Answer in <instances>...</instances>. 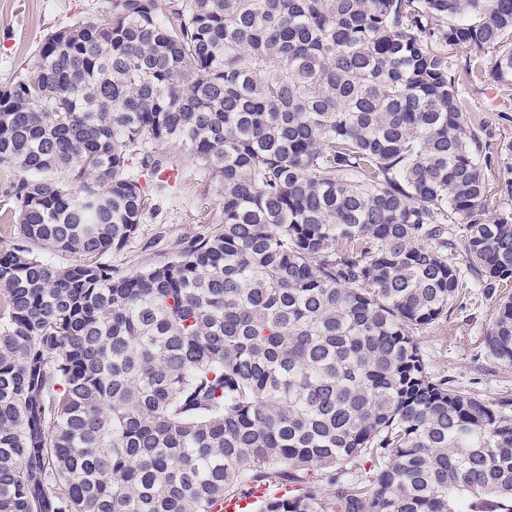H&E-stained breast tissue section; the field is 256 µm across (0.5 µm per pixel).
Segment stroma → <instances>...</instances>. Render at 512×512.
Listing matches in <instances>:
<instances>
[{
	"mask_svg": "<svg viewBox=\"0 0 512 512\" xmlns=\"http://www.w3.org/2000/svg\"><path fill=\"white\" fill-rule=\"evenodd\" d=\"M112 0H0V84L28 73L38 44L52 30L83 16L110 12ZM462 99L472 121L483 123L484 140L494 159L484 177L497 188L499 172L512 166V88L502 91V106L486 104L491 82L473 76L461 78ZM159 154L178 159L177 176L168 191L154 197V214L148 215L137 237L123 250L102 261L121 273H135L172 259L209 231L221 211L219 187L184 156L179 145H157ZM495 302L480 299L435 324L425 336L429 369L454 376L458 386L491 396L512 390V367L495 366L477 355L478 340L488 327Z\"/></svg>",
	"mask_w": 512,
	"mask_h": 512,
	"instance_id": "1",
	"label": "stroma"
}]
</instances>
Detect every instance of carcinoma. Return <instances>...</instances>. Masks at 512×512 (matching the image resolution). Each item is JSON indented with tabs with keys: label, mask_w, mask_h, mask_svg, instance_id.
Returning <instances> with one entry per match:
<instances>
[{
	"label": "carcinoma",
	"mask_w": 512,
	"mask_h": 512,
	"mask_svg": "<svg viewBox=\"0 0 512 512\" xmlns=\"http://www.w3.org/2000/svg\"><path fill=\"white\" fill-rule=\"evenodd\" d=\"M454 47L511 86L512 0H112L44 37L0 85V512H223L263 482L289 491L257 512H512V392L417 340L494 295L481 353L512 366V213ZM160 143L223 218L118 274L94 258L167 189ZM20 176V171L10 164H0V245L10 244L12 238L4 224H14L11 219V213L14 212L13 204L5 195L7 186ZM2 225V226H1Z\"/></svg>",
	"instance_id": "cac0c4a2"
}]
</instances>
